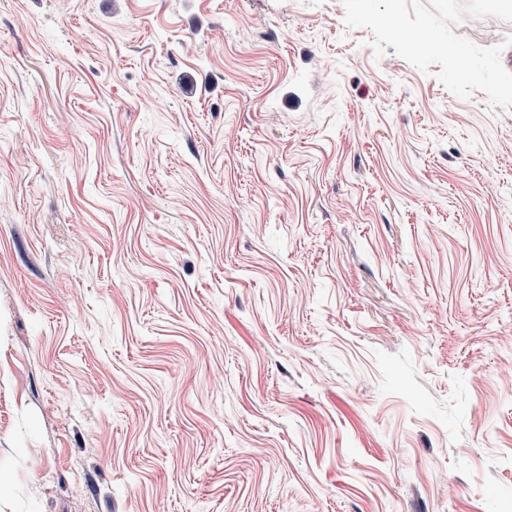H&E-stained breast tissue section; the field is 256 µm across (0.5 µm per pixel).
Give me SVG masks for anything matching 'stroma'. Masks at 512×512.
<instances>
[{
  "instance_id": "stroma-1",
  "label": "stroma",
  "mask_w": 512,
  "mask_h": 512,
  "mask_svg": "<svg viewBox=\"0 0 512 512\" xmlns=\"http://www.w3.org/2000/svg\"><path fill=\"white\" fill-rule=\"evenodd\" d=\"M344 16L0 0V512H512V108Z\"/></svg>"
}]
</instances>
